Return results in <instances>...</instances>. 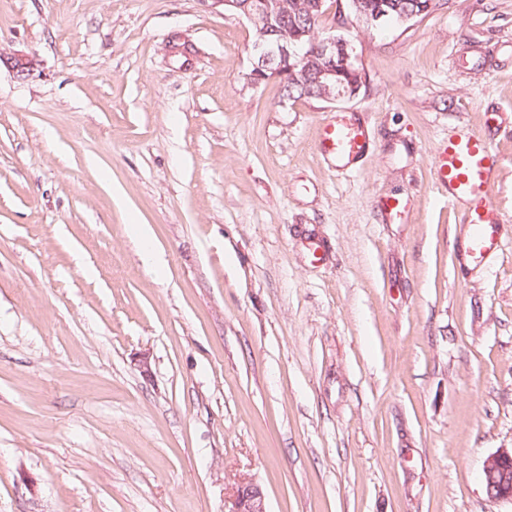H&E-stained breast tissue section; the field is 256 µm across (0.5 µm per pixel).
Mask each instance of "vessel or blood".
<instances>
[{
  "mask_svg": "<svg viewBox=\"0 0 512 512\" xmlns=\"http://www.w3.org/2000/svg\"><path fill=\"white\" fill-rule=\"evenodd\" d=\"M370 145L365 127L345 116L326 123L321 132L320 150L340 171L352 170ZM496 162L490 143L474 133L448 140L436 158L437 179L449 204L467 215L470 232L460 249L462 260L475 266L491 264L503 253V217L493 200Z\"/></svg>",
  "mask_w": 512,
  "mask_h": 512,
  "instance_id": "vessel-or-blood-1",
  "label": "vessel or blood"
}]
</instances>
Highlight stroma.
I'll list each match as a JSON object with an SVG mask.
<instances>
[{"instance_id":"stroma-1","label":"stroma","mask_w":512,"mask_h":512,"mask_svg":"<svg viewBox=\"0 0 512 512\" xmlns=\"http://www.w3.org/2000/svg\"><path fill=\"white\" fill-rule=\"evenodd\" d=\"M323 28L354 97L248 86L253 28L199 0H0V55L36 60L0 62V512H224L245 478L268 512H512L482 481L512 448V0ZM339 112L352 173L318 148ZM468 130L488 268L435 187ZM371 142L365 127L346 116L324 125L320 138L323 155L336 164L338 171H350L368 153ZM496 162L490 143L474 133L449 139L438 151L437 180L448 203L466 213L470 228L459 250L462 263L489 265L503 254V217L493 200Z\"/></svg>"}]
</instances>
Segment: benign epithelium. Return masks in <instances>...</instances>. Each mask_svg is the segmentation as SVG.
I'll use <instances>...</instances> for the list:
<instances>
[{
	"label": "benign epithelium",
	"instance_id": "benign-epithelium-1",
	"mask_svg": "<svg viewBox=\"0 0 512 512\" xmlns=\"http://www.w3.org/2000/svg\"><path fill=\"white\" fill-rule=\"evenodd\" d=\"M212 10L222 8L247 21L257 29L256 41L252 46V69L247 74V83L252 87L275 78L284 84L288 73L299 62L305 60L304 46L276 36L270 26L275 5L272 0H251L252 5L241 4L240 0H201ZM315 54L322 60L315 74V82L324 94V101H336L357 94L362 84V71L356 65V56L349 41L341 36L328 35L313 42ZM9 68L19 78L31 74L34 58L23 51H17L6 58ZM483 483L488 498L494 502L512 503V448H500L490 455L483 466ZM227 512H267L266 497L262 487L252 481L237 485Z\"/></svg>",
	"mask_w": 512,
	"mask_h": 512
}]
</instances>
